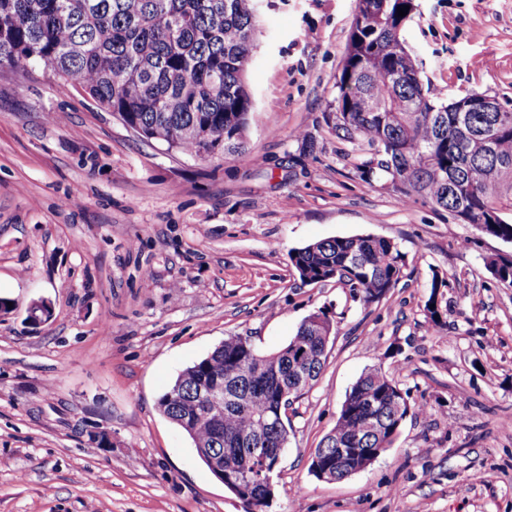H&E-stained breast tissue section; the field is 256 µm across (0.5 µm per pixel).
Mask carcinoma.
<instances>
[{
    "mask_svg": "<svg viewBox=\"0 0 512 512\" xmlns=\"http://www.w3.org/2000/svg\"><path fill=\"white\" fill-rule=\"evenodd\" d=\"M258 0H0V69L27 73L42 63L62 88L82 90L138 137L200 158L240 154L254 100L244 71L261 33ZM413 0H357L363 25L350 27L336 76V135L382 148L399 182L373 160L359 167L367 183L393 182L404 195L419 194L448 214L512 243V218H504L500 189H512V109L457 112L468 94L446 103L430 96L401 32L409 16L397 8ZM309 283L334 280L366 304L383 298L399 280L404 255L390 239L336 237L289 252ZM493 278L512 285V259L487 261ZM443 281L433 276L424 311L428 323L446 325L436 305ZM328 340L312 317L279 351L260 353L242 336H229L186 367L158 399L163 417L191 441L216 473H249L248 508L267 507L268 491L256 480L287 443V414L279 396L300 398L319 380ZM230 386L219 418L204 414L202 397L214 383ZM412 406L408 393L379 368L353 384L333 428L314 456L339 471L364 470L368 457L338 455L341 448L388 450L397 419ZM254 448L268 453L257 455Z\"/></svg>",
    "mask_w": 512,
    "mask_h": 512,
    "instance_id": "carcinoma-1",
    "label": "carcinoma"
}]
</instances>
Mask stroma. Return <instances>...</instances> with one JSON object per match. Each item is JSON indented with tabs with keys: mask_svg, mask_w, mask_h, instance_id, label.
I'll use <instances>...</instances> for the list:
<instances>
[{
	"mask_svg": "<svg viewBox=\"0 0 512 512\" xmlns=\"http://www.w3.org/2000/svg\"><path fill=\"white\" fill-rule=\"evenodd\" d=\"M414 4L402 38L432 96L512 107V0ZM356 8L269 0L239 155L144 141L44 65L0 74V512H244L157 400L225 337L274 353L318 311L335 333L288 409L266 512H512V288L485 267L512 244L360 178L363 152L337 137L331 106ZM355 235L404 255L379 301L289 263ZM436 277L440 329L424 312ZM41 299L51 315L31 323ZM373 367L416 411L367 469L318 480L314 451ZM99 429L112 446L91 441Z\"/></svg>",
	"mask_w": 512,
	"mask_h": 512,
	"instance_id": "1",
	"label": "stroma"
}]
</instances>
